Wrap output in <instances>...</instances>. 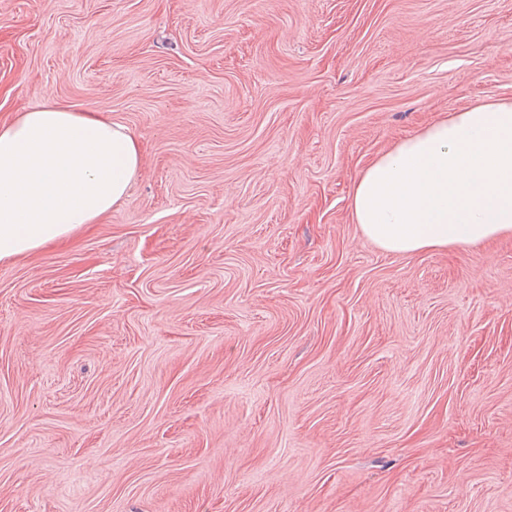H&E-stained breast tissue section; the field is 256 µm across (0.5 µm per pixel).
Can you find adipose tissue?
I'll return each instance as SVG.
<instances>
[{"label":"adipose tissue","mask_w":512,"mask_h":512,"mask_svg":"<svg viewBox=\"0 0 512 512\" xmlns=\"http://www.w3.org/2000/svg\"><path fill=\"white\" fill-rule=\"evenodd\" d=\"M141 173L139 141L102 113L52 100L0 123V262L97 223ZM350 211L394 254L511 236L512 99L449 113L374 157Z\"/></svg>","instance_id":"1"}]
</instances>
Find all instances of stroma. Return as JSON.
Here are the masks:
<instances>
[{
	"label": "stroma",
	"mask_w": 512,
	"mask_h": 512,
	"mask_svg": "<svg viewBox=\"0 0 512 512\" xmlns=\"http://www.w3.org/2000/svg\"><path fill=\"white\" fill-rule=\"evenodd\" d=\"M512 98V0H0V120L143 173L0 264V512H512V237L385 252L362 168Z\"/></svg>",
	"instance_id": "35a3bbf8"
}]
</instances>
